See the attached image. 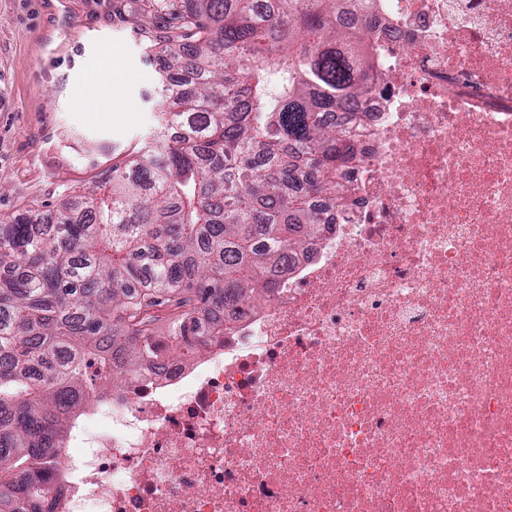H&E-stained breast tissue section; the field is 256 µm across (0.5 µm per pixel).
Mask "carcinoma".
I'll list each match as a JSON object with an SVG mask.
<instances>
[{"instance_id":"carcinoma-1","label":"carcinoma","mask_w":512,"mask_h":512,"mask_svg":"<svg viewBox=\"0 0 512 512\" xmlns=\"http://www.w3.org/2000/svg\"><path fill=\"white\" fill-rule=\"evenodd\" d=\"M342 3L143 0L135 23L172 19L147 46L160 134L112 163L107 193L0 217V512H47L71 419L163 351L143 310L174 308L170 354H194L336 223L354 149L327 118L376 84ZM206 307L223 317L190 319Z\"/></svg>"}]
</instances>
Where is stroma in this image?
Returning a JSON list of instances; mask_svg holds the SVG:
<instances>
[{
	"label": "stroma",
	"instance_id": "stroma-1",
	"mask_svg": "<svg viewBox=\"0 0 512 512\" xmlns=\"http://www.w3.org/2000/svg\"><path fill=\"white\" fill-rule=\"evenodd\" d=\"M121 2L0 0V217L104 193L113 156L152 139L161 65L146 46L167 15L138 29Z\"/></svg>",
	"mask_w": 512,
	"mask_h": 512
}]
</instances>
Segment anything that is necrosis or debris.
Here are the masks:
<instances>
[{
  "mask_svg": "<svg viewBox=\"0 0 512 512\" xmlns=\"http://www.w3.org/2000/svg\"><path fill=\"white\" fill-rule=\"evenodd\" d=\"M333 231L221 342L122 377L53 512H512V0H371Z\"/></svg>",
  "mask_w": 512,
  "mask_h": 512,
  "instance_id": "4bbe7bcc",
  "label": "necrosis or debris"
}]
</instances>
